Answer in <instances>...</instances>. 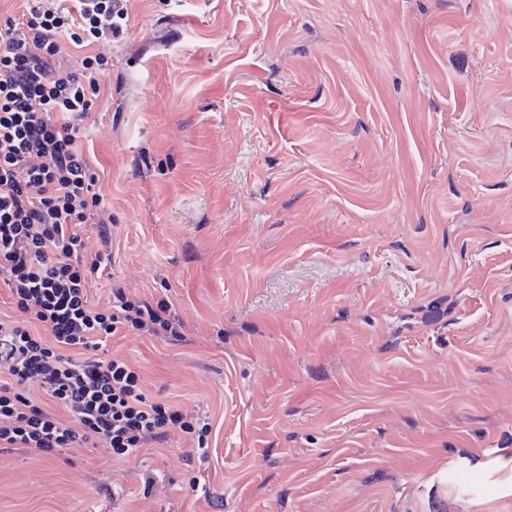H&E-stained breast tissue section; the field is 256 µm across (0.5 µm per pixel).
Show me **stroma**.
I'll return each mask as SVG.
<instances>
[{
	"mask_svg": "<svg viewBox=\"0 0 512 512\" xmlns=\"http://www.w3.org/2000/svg\"><path fill=\"white\" fill-rule=\"evenodd\" d=\"M97 50L89 296L185 325L98 354L208 455L0 448V512H512V0H130Z\"/></svg>",
	"mask_w": 512,
	"mask_h": 512,
	"instance_id": "1",
	"label": "stroma"
}]
</instances>
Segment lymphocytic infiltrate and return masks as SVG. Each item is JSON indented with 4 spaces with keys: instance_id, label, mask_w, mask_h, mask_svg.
I'll list each match as a JSON object with an SVG mask.
<instances>
[{
    "instance_id": "lymphocytic-infiltrate-1",
    "label": "lymphocytic infiltrate",
    "mask_w": 512,
    "mask_h": 512,
    "mask_svg": "<svg viewBox=\"0 0 512 512\" xmlns=\"http://www.w3.org/2000/svg\"><path fill=\"white\" fill-rule=\"evenodd\" d=\"M76 2L26 0L18 19L0 24V278L15 308L0 317V447L51 457L100 444L128 456L183 433L186 458L201 459L206 416L148 400L127 361L94 354L125 330L180 338L184 323L170 302L119 284L106 306L89 297L112 262V216L78 139L109 59L87 55L66 73L60 60L65 43L111 42L127 0ZM90 222L100 226L93 245L81 230Z\"/></svg>"
}]
</instances>
